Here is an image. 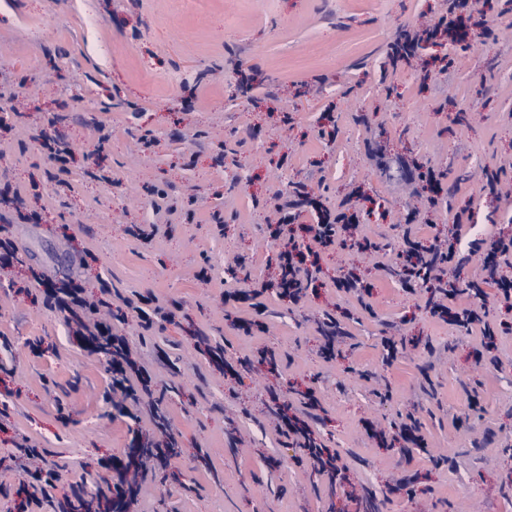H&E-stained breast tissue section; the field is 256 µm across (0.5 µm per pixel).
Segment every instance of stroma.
Listing matches in <instances>:
<instances>
[{
  "label": "stroma",
  "mask_w": 512,
  "mask_h": 512,
  "mask_svg": "<svg viewBox=\"0 0 512 512\" xmlns=\"http://www.w3.org/2000/svg\"><path fill=\"white\" fill-rule=\"evenodd\" d=\"M448 0H0V73L19 85L0 128V227L20 264L0 276V512H17L15 444L28 436L60 466L55 498L95 491L98 461L120 456L148 418L116 416L102 355L69 336L32 270L91 294L176 312L125 330L156 375L179 451L149 478L136 512H512V307L486 284L494 363L480 336L425 310L397 258L468 219L460 253L482 274L483 249L512 234V0H470L467 45L439 38L409 60L390 43L428 27ZM72 145L52 165L30 115ZM303 186L323 207L352 200L359 240L385 257L339 249L303 305L266 292V330L244 336L249 303L224 293L276 275L267 226L276 192ZM21 193L30 220L7 200ZM352 268L367 304L339 290ZM336 319L337 356H320ZM229 358L267 348L281 375L229 384L195 333ZM313 388V426L347 478L329 487L272 424L269 392ZM414 414L425 439L402 455L391 432Z\"/></svg>",
  "instance_id": "35a3bbf8"
}]
</instances>
